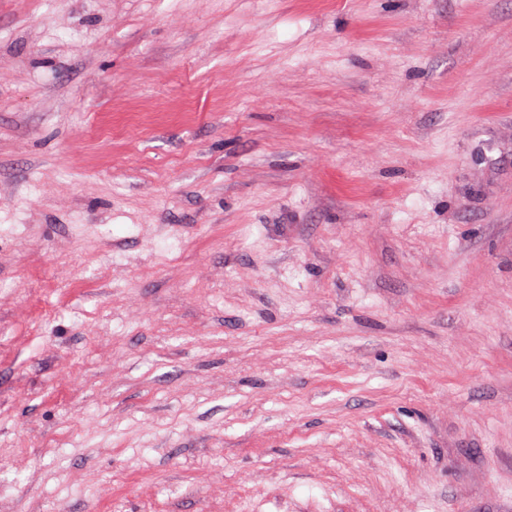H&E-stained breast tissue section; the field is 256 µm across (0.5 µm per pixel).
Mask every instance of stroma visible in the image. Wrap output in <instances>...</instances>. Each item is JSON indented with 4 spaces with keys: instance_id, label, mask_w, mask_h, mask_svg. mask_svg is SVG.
<instances>
[{
    "instance_id": "35a3bbf8",
    "label": "stroma",
    "mask_w": 512,
    "mask_h": 512,
    "mask_svg": "<svg viewBox=\"0 0 512 512\" xmlns=\"http://www.w3.org/2000/svg\"><path fill=\"white\" fill-rule=\"evenodd\" d=\"M0 512H512V0H0Z\"/></svg>"
}]
</instances>
